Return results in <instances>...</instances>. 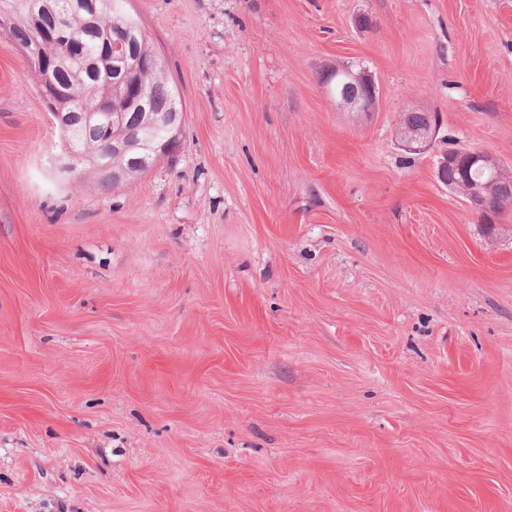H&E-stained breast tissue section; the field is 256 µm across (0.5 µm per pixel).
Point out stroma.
<instances>
[{"mask_svg":"<svg viewBox=\"0 0 512 512\" xmlns=\"http://www.w3.org/2000/svg\"><path fill=\"white\" fill-rule=\"evenodd\" d=\"M131 7L184 122L115 190L0 31V512H512V218L436 175L512 166V0ZM338 75L335 83L325 85L327 95L336 99V104L347 112H370L379 89L369 70L360 63H352L343 67ZM408 113L400 118L397 128V138L400 146L406 152L421 154L430 150L436 141L441 127L436 115H432L429 124L423 128L413 126L408 120Z\"/></svg>","mask_w":512,"mask_h":512,"instance_id":"obj_1","label":"stroma"}]
</instances>
